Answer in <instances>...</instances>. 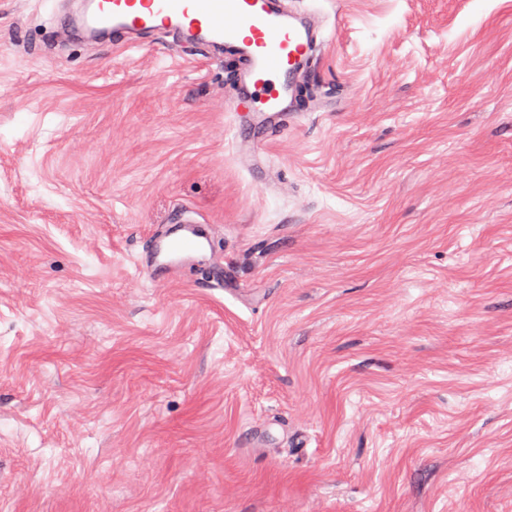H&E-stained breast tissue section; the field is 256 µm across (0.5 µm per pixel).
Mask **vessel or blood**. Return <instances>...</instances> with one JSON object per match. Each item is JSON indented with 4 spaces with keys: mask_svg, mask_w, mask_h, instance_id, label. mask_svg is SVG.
I'll return each instance as SVG.
<instances>
[{
    "mask_svg": "<svg viewBox=\"0 0 512 512\" xmlns=\"http://www.w3.org/2000/svg\"><path fill=\"white\" fill-rule=\"evenodd\" d=\"M75 22L88 30L111 28L127 43L164 31L236 60L237 111L269 119L273 130L287 118L290 75L302 74L318 48L307 12H289L285 0H89ZM211 242L208 226L186 209L171 228L152 233L148 262L175 270Z\"/></svg>",
    "mask_w": 512,
    "mask_h": 512,
    "instance_id": "vessel-or-blood-1",
    "label": "vessel or blood"
}]
</instances>
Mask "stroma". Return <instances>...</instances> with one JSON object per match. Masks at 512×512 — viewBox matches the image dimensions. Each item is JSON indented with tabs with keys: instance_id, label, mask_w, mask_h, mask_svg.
I'll list each match as a JSON object with an SVG mask.
<instances>
[{
	"instance_id": "1",
	"label": "stroma",
	"mask_w": 512,
	"mask_h": 512,
	"mask_svg": "<svg viewBox=\"0 0 512 512\" xmlns=\"http://www.w3.org/2000/svg\"><path fill=\"white\" fill-rule=\"evenodd\" d=\"M288 2L266 141L223 58L0 0V512H512V0ZM201 224L192 209L179 213L171 228L156 230L151 234L145 251L150 254L146 263L178 269L185 262L205 253L211 246V225Z\"/></svg>"
}]
</instances>
